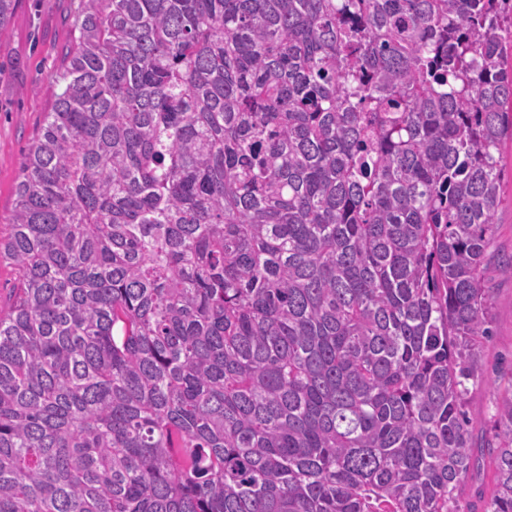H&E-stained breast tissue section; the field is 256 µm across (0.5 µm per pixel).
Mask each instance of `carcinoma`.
<instances>
[{
  "instance_id": "carcinoma-1",
  "label": "carcinoma",
  "mask_w": 512,
  "mask_h": 512,
  "mask_svg": "<svg viewBox=\"0 0 512 512\" xmlns=\"http://www.w3.org/2000/svg\"><path fill=\"white\" fill-rule=\"evenodd\" d=\"M0 260V512H512L468 381L512 0H71Z\"/></svg>"
}]
</instances>
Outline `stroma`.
Returning <instances> with one entry per match:
<instances>
[{"label":"stroma","mask_w":512,"mask_h":512,"mask_svg":"<svg viewBox=\"0 0 512 512\" xmlns=\"http://www.w3.org/2000/svg\"><path fill=\"white\" fill-rule=\"evenodd\" d=\"M72 36L61 0H19L0 33V237H6L13 188L28 147L51 109L49 84L60 65L59 51ZM503 200L497 210L494 248L512 255V141L503 145ZM491 290L492 335L468 386V411L483 436H492V380L500 360L512 359V278L496 266L486 272Z\"/></svg>","instance_id":"stroma-1"}]
</instances>
